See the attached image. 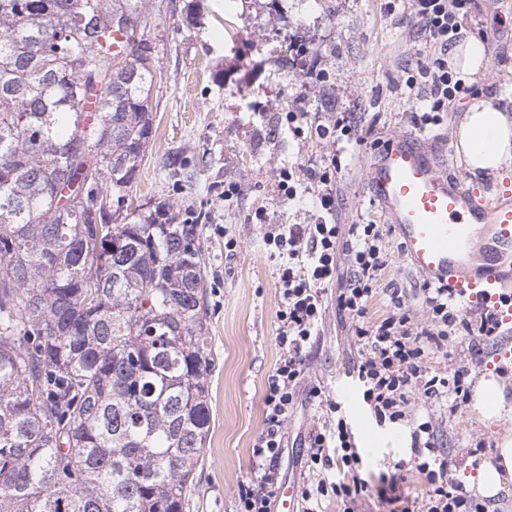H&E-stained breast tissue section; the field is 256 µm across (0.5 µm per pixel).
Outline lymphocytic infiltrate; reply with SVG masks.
<instances>
[{
    "label": "lymphocytic infiltrate",
    "instance_id": "f902f5d3",
    "mask_svg": "<svg viewBox=\"0 0 512 512\" xmlns=\"http://www.w3.org/2000/svg\"><path fill=\"white\" fill-rule=\"evenodd\" d=\"M475 0H413V16L430 51L419 61L415 74L406 80L408 89L422 88L426 109L414 113L420 131L440 125L448 103L475 91L448 69V51L460 35L462 17L468 16ZM338 157L308 167L304 173L282 170L278 187L288 199L297 196L300 180L315 198L317 216L311 224H266L263 212H256L263 224L264 242L279 272L280 306L277 312V340L283 356L267 378L264 427L253 446L257 481L239 488V512H271L279 484L277 462L284 447V427L297 402L305 378L307 347L325 312V292L336 274L337 256L346 253L350 276L346 288L336 297L338 309L352 321V333L364 356L354 365L351 377L370 402L377 423L395 424L408 419L411 395L432 403H445L458 412L468 400L466 383L483 361L480 344L501 336L504 323L494 307L476 308L465 314L458 298L446 288L423 285L424 321H417L402 289H387L388 311L369 319L377 283L388 264L383 234L374 224H341L337 221L336 175ZM465 343L467 363L448 370L432 368L431 360L448 352L449 340ZM326 409L331 424L315 430L308 441L312 464L342 471V478L303 486L300 494L304 512H318L322 497L333 495L344 512H359L358 505L369 492H376L387 512H485L465 484L449 475V464L438 448L440 431L432 417L413 421L410 467L424 482L420 495L402 492L398 478L388 479L371 490L360 473L363 457L354 443L343 405L330 400Z\"/></svg>",
    "mask_w": 512,
    "mask_h": 512
}]
</instances>
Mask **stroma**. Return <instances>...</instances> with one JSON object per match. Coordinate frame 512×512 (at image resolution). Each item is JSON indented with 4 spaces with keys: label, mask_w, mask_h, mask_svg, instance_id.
I'll return each instance as SVG.
<instances>
[{
    "label": "stroma",
    "mask_w": 512,
    "mask_h": 512,
    "mask_svg": "<svg viewBox=\"0 0 512 512\" xmlns=\"http://www.w3.org/2000/svg\"><path fill=\"white\" fill-rule=\"evenodd\" d=\"M478 22H465L469 34L494 28L493 57L476 81L479 93L497 109L512 113V0H478ZM154 19L155 67L163 81L153 90L155 137L131 190L134 200L162 203L174 216L201 212L207 318L213 359L208 375L211 425L196 470L188 512H238V486L254 478L252 446L263 427L265 384L282 354L276 340L278 275L263 241L265 224H306L311 196L288 200L277 188L285 167L315 164L336 154L342 162L337 188L342 224H375L388 235V267L381 276L371 314L386 310V289H402L416 319H424L421 278L406 266L396 233L373 207L367 183L371 144L295 138L281 125L298 94L307 97L306 121L319 125L335 112L377 118L376 136L389 141L414 134V112L424 105L405 85L415 68L423 39L414 27L412 0H147ZM304 43L301 54L286 44ZM323 70L326 81L311 78ZM182 167L171 172L169 158ZM240 184L242 194L226 203L225 183ZM264 210L265 224L252 223ZM234 237L235 252L224 250ZM362 349L351 320L328 296L322 330L308 353L306 377L285 433L279 461L282 485L314 480L307 443L321 427L324 400L348 404V421L367 464L370 485L380 476L401 475L406 491L422 490L412 472V420L432 416L443 436L440 452L459 480L475 475L471 452L476 442L492 459L504 435H512V415L487 425L471 407L447 409L412 398L409 421L377 425L369 405L349 377ZM320 388L321 399L310 397Z\"/></svg>",
    "instance_id": "obj_1"
}]
</instances>
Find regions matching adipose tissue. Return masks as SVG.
<instances>
[{
  "label": "adipose tissue",
  "instance_id": "obj_1",
  "mask_svg": "<svg viewBox=\"0 0 512 512\" xmlns=\"http://www.w3.org/2000/svg\"><path fill=\"white\" fill-rule=\"evenodd\" d=\"M457 155L471 173L495 171L512 156V115L476 98L457 130ZM512 484V438H503L494 461L486 463L474 482L477 493L492 497Z\"/></svg>",
  "mask_w": 512,
  "mask_h": 512
}]
</instances>
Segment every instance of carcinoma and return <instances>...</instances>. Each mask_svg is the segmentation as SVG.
I'll return each instance as SVG.
<instances>
[{
    "instance_id": "carcinoma-1",
    "label": "carcinoma",
    "mask_w": 512,
    "mask_h": 512,
    "mask_svg": "<svg viewBox=\"0 0 512 512\" xmlns=\"http://www.w3.org/2000/svg\"><path fill=\"white\" fill-rule=\"evenodd\" d=\"M151 28L144 0H0V512L189 505L210 429L200 229L126 205L153 138ZM74 188L101 223L68 209Z\"/></svg>"
}]
</instances>
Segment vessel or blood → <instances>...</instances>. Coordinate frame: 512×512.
<instances>
[{
    "instance_id": "1",
    "label": "vessel or blood",
    "mask_w": 512,
    "mask_h": 512,
    "mask_svg": "<svg viewBox=\"0 0 512 512\" xmlns=\"http://www.w3.org/2000/svg\"><path fill=\"white\" fill-rule=\"evenodd\" d=\"M373 202L401 241L409 267L467 303L512 297V191L488 200L449 176L424 138L401 135L367 166Z\"/></svg>"
}]
</instances>
